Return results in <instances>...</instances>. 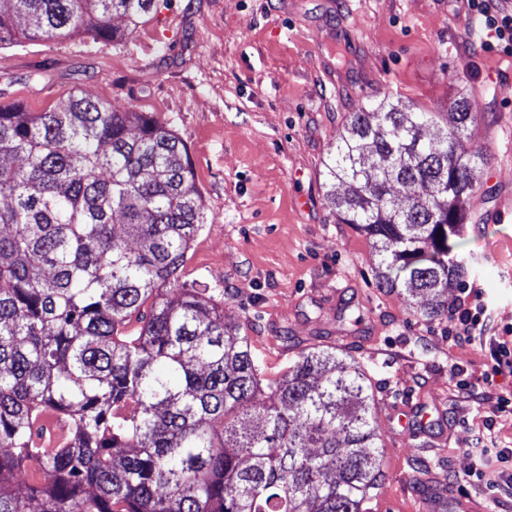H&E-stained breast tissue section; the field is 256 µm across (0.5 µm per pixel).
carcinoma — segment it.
Listing matches in <instances>:
<instances>
[{"instance_id":"1","label":"carcinoma","mask_w":512,"mask_h":512,"mask_svg":"<svg viewBox=\"0 0 512 512\" xmlns=\"http://www.w3.org/2000/svg\"><path fill=\"white\" fill-rule=\"evenodd\" d=\"M159 0H0V44L124 36ZM350 113L327 200L374 241L377 284L426 319L473 266L476 113ZM437 127L432 138L420 130ZM397 185L415 194L401 198ZM206 218L181 139L79 91L0 105V512H373L371 381L335 346L263 375L224 306L181 281Z\"/></svg>"}]
</instances>
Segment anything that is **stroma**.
<instances>
[{
    "label": "stroma",
    "mask_w": 512,
    "mask_h": 512,
    "mask_svg": "<svg viewBox=\"0 0 512 512\" xmlns=\"http://www.w3.org/2000/svg\"><path fill=\"white\" fill-rule=\"evenodd\" d=\"M85 90L164 124L187 148L208 222L183 281L209 288L267 374L312 345H338L374 388L385 479L379 499L465 494L503 512L470 482V424L493 419L512 448V414L475 403L489 336L448 342V320L415 314L378 288L372 239L340 223L325 162L347 116L391 98L428 112L467 98L473 172L467 240L496 333L512 329V55L484 45L465 0H167L126 40L66 36L0 47V104L54 109ZM428 415L409 440L387 416Z\"/></svg>",
    "instance_id": "obj_1"
}]
</instances>
